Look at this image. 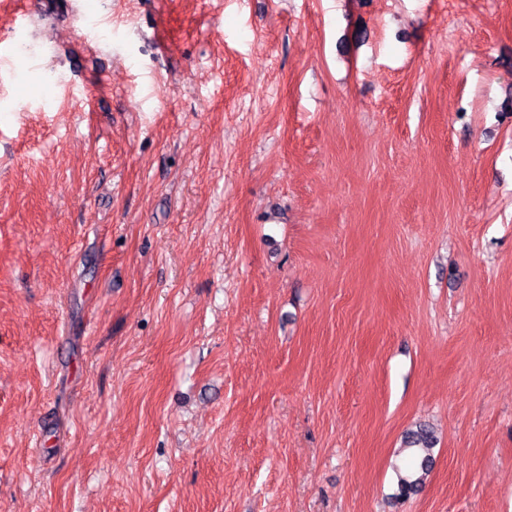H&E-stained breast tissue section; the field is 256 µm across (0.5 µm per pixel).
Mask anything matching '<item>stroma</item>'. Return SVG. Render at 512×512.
I'll list each match as a JSON object with an SVG mask.
<instances>
[{"label":"stroma","instance_id":"stroma-1","mask_svg":"<svg viewBox=\"0 0 512 512\" xmlns=\"http://www.w3.org/2000/svg\"><path fill=\"white\" fill-rule=\"evenodd\" d=\"M0 512H512V0H0ZM434 443V434L428 426L419 425L407 434L404 449H409L413 453L410 455L406 470L408 473L399 474L396 499L405 500L420 491L432 469L433 458L430 451Z\"/></svg>","mask_w":512,"mask_h":512}]
</instances>
